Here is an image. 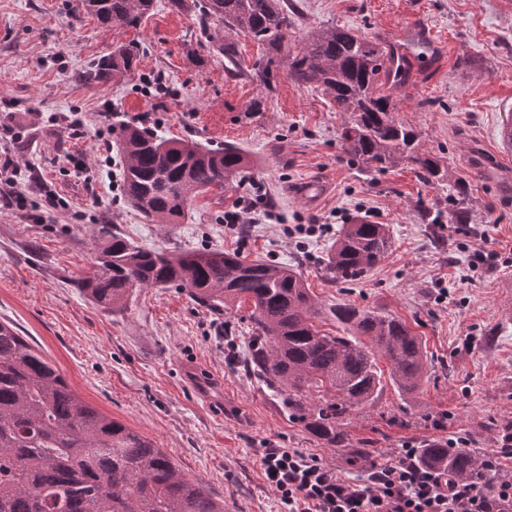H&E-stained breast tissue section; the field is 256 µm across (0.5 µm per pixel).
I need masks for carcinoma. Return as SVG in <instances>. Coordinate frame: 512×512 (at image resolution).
Wrapping results in <instances>:
<instances>
[{
  "label": "carcinoma",
  "instance_id": "cac0c4a2",
  "mask_svg": "<svg viewBox=\"0 0 512 512\" xmlns=\"http://www.w3.org/2000/svg\"><path fill=\"white\" fill-rule=\"evenodd\" d=\"M105 27L134 24L154 0H81ZM200 33L220 23L243 33L269 54L254 75L271 90L274 59L286 60L287 76L320 90L350 121L342 149L370 176L407 162L427 184L449 179L437 157L420 148L416 130L398 121L387 76V51L349 29L307 33L292 50L288 28L297 0H195ZM136 56L119 47L84 70L87 84L117 80ZM123 159L121 194L144 218L177 224L191 201L212 188L232 186L252 169L235 144L211 149L197 142L158 138L127 125L117 141ZM392 247L386 224L354 218L343 225L324 259L333 281L354 280ZM177 285L197 303L221 315L229 304L249 300L255 336L241 366L279 397L288 416L328 445L343 447V416L365 405L382 387L378 359L389 362L392 383L405 394L427 376L422 337L407 323L380 311L341 305L331 310L351 330L334 336L319 329V309L304 276L276 262L251 260L219 249L146 250L117 232L101 239L94 271L78 287L96 304L123 308L136 288ZM425 463L461 481L476 474L472 449L442 442L420 450ZM0 512H224L161 449L143 435L81 400L58 369L38 355L6 322H0Z\"/></svg>",
  "mask_w": 512,
  "mask_h": 512
}]
</instances>
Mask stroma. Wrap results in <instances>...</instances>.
I'll use <instances>...</instances> for the list:
<instances>
[{
  "instance_id": "1",
  "label": "stroma",
  "mask_w": 512,
  "mask_h": 512,
  "mask_svg": "<svg viewBox=\"0 0 512 512\" xmlns=\"http://www.w3.org/2000/svg\"><path fill=\"white\" fill-rule=\"evenodd\" d=\"M417 17L445 53L394 91L395 116L447 168L440 185L408 164L359 174L338 138L347 114L289 79L281 61L274 90L265 89L253 75L264 49L223 27L202 36L194 8L155 0L137 25L105 27L79 0H0V152L35 168L68 201L57 211L33 190L23 209L0 208V321L83 400L151 440L228 512H277L256 454L265 442L336 467L357 448L384 458L433 440L483 453L512 426V190L471 166L473 154L486 155L512 180V151L500 137L512 110V0H301L288 41L297 47L310 30L341 26L379 42ZM218 40L234 43L236 72L226 70ZM120 46L136 53L133 70L114 82L80 80ZM256 100L259 111H250ZM138 123L160 137L243 147L256 161L250 178L266 183L281 223L230 231L224 212L241 186L196 197L182 223L147 221L113 187L122 169L118 133ZM305 178L328 185L316 206L290 194ZM460 188L469 203L461 224L451 217ZM425 208L441 210L442 223H426ZM365 209L389 225L393 247L361 279L331 282L323 259L341 218ZM315 220L334 230L304 248L283 233ZM106 224L145 249L217 248L297 268L323 309L321 330L343 334L331 309L344 303L400 318L425 343L427 377L410 397L384 384L349 413L346 447L326 445L238 368L254 330L250 303L218 317L171 286L136 289L111 311L76 288ZM481 245L494 257L477 267ZM444 414L447 430L435 429Z\"/></svg>"
}]
</instances>
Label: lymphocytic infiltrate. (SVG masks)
<instances>
[{
  "label": "lymphocytic infiltrate",
  "instance_id": "lymphocytic-infiltrate-1",
  "mask_svg": "<svg viewBox=\"0 0 512 512\" xmlns=\"http://www.w3.org/2000/svg\"><path fill=\"white\" fill-rule=\"evenodd\" d=\"M38 182L34 170H21L11 156L0 158V200L6 206ZM276 218L257 182L224 214L232 229ZM258 454L282 512H512V475L500 472L502 461L512 460V433L502 435L497 448L482 458L477 476L466 482L426 465L409 444L387 461L357 458L358 478L344 477L340 469L294 448L267 445Z\"/></svg>",
  "mask_w": 512,
  "mask_h": 512
}]
</instances>
